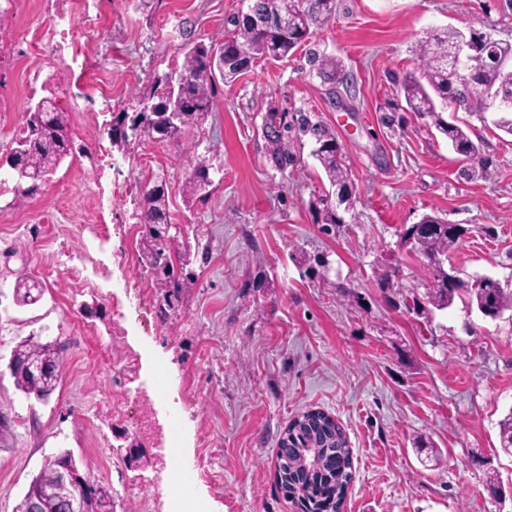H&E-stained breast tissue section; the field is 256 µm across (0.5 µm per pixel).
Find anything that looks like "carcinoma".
<instances>
[{
	"instance_id": "carcinoma-1",
	"label": "carcinoma",
	"mask_w": 512,
	"mask_h": 512,
	"mask_svg": "<svg viewBox=\"0 0 512 512\" xmlns=\"http://www.w3.org/2000/svg\"><path fill=\"white\" fill-rule=\"evenodd\" d=\"M335 8V0H250L245 13L230 19V28L219 40L210 45L193 41L182 31V63L175 75L179 87L172 85L171 77L155 78L162 92L140 98L137 104L147 110L137 113L141 128L120 134L112 131V142L130 145L143 137H159L161 142H177L184 130L201 121L213 109L215 93V66L211 55L218 50L224 58L223 79H232L252 67L258 59L282 60L290 52L304 45L312 35V28L327 23ZM464 33L450 29L427 36L417 45L420 75L409 73L400 81L404 103L395 102L392 109L405 110L434 119L435 126L451 143L453 150L464 159L474 161L479 146L470 137V127L448 122L444 112L483 114L490 101L505 106L512 104V44L501 42L497 46L498 59L490 62L483 58V33L469 31L473 42L472 62L466 76L457 75L450 59V51L461 42ZM308 62L312 71L325 80L336 79L340 62L333 54L314 50ZM66 113L58 110L53 120L36 127L25 115L23 130L15 137L11 149L23 148L19 162L28 171L50 176L62 161L73 153L67 136ZM266 149L280 172H285L297 161L294 139L308 134L315 140L313 156L324 169L331 186L337 189L339 203L350 200L351 181L343 164L336 139L319 120H312L305 112H288L271 106L264 115ZM211 165L206 158L194 157L181 189L190 197L203 198L211 185ZM37 191L32 182L16 183L9 206L20 208ZM171 187L167 182L149 179L142 187L135 216L142 224L141 251L143 266L152 281L162 289L163 305L159 316L167 321L182 288L193 277L185 271V254L189 245L178 244L156 230L170 223ZM405 239L411 249L421 255L434 273L433 288L427 292V302L438 310L448 308L455 298L465 299L486 317L500 316L512 308V292L488 276L476 277L464 283L443 267L448 252L460 239L456 228L434 217H425L418 224L405 229ZM181 267H175V262ZM42 289L29 277L16 280L14 299L19 305H29L38 298ZM64 344L59 341L43 342L29 336L19 342L9 358V369L15 387L28 397L46 400L56 390L61 379ZM42 365L39 375L30 374L26 366ZM277 480L286 493L302 492L317 504L314 512H340L344 492L353 479L350 448L343 428L321 410H307L292 421L278 440ZM79 465L71 452L63 451L47 457L39 473L29 484L26 494L58 500L62 494L60 471ZM111 496L102 484L87 480L83 497L91 512H96L100 500Z\"/></svg>"
}]
</instances>
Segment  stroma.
<instances>
[{
	"instance_id": "obj_1",
	"label": "stroma",
	"mask_w": 512,
	"mask_h": 512,
	"mask_svg": "<svg viewBox=\"0 0 512 512\" xmlns=\"http://www.w3.org/2000/svg\"><path fill=\"white\" fill-rule=\"evenodd\" d=\"M239 7V0H154L147 16L133 0H112L111 19L82 35L92 70L107 69L112 80V108L88 128L70 113L74 147L99 137L136 180L166 174L172 223L208 250L190 255L194 277L169 321L159 317L162 295L152 284L145 309L121 329L111 302L72 293L63 278L35 305H17L16 277L80 249L86 187L109 226L131 223L136 198H113L112 171H83L77 154L25 207L11 208V186L0 183V241L11 242L0 248V411L12 425L0 449V512H15L45 458L64 449L112 487V512H149L153 498L167 499L173 477L160 470L162 448L132 469L116 453L131 444L132 424L128 413L106 407L112 387L89 358L94 350L137 353L138 372L125 386L130 403L154 393L165 375L158 422L185 401L198 406L178 459L193 471L208 512H295L276 483L277 443L310 409L333 416L347 434L354 470L343 512H496L489 477L512 490V456L499 449V422L512 410V310L492 320L457 300L425 318L409 312L406 301L427 294L433 273L400 235L426 215L462 225L449 266L463 280L490 276L512 289V135L497 129L496 108L452 115L470 125L479 146L486 174L471 179L431 118L393 104L398 78L419 69L421 37L453 27L512 43V0H336L311 48L342 60L347 85L311 73L301 47L217 81L212 112L186 129L181 145L145 137L112 146L113 112L180 64V29L205 41L221 37ZM0 72L14 80L20 105L0 112L1 154L50 72L31 58L2 59ZM272 104L309 113L336 137L353 189L350 207L336 209L344 222L333 234L322 231L318 199L329 183L314 141L296 144L299 161L284 173L266 152L261 126ZM190 151L209 160L214 179L192 204L178 190ZM43 206L53 214L34 245L20 225ZM317 254L328 260L326 273H306L302 258ZM77 323L90 332L82 346L73 340ZM30 335L66 343L61 381L44 402L18 391L7 368ZM419 437L438 457L417 450Z\"/></svg>"
}]
</instances>
